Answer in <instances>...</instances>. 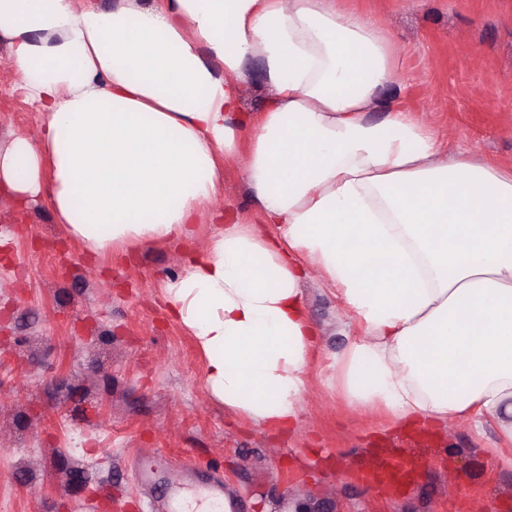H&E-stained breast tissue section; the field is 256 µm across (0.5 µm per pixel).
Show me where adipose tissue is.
Instances as JSON below:
<instances>
[{"label": "adipose tissue", "mask_w": 512, "mask_h": 512, "mask_svg": "<svg viewBox=\"0 0 512 512\" xmlns=\"http://www.w3.org/2000/svg\"><path fill=\"white\" fill-rule=\"evenodd\" d=\"M1 39L46 123L0 154V181L39 193L49 156L56 220L96 251L191 238L254 127L259 221L225 210L163 284L226 407L297 423L314 268L367 333L336 359L351 404L403 425L486 413L512 439V169L440 158L403 111L366 120L396 71L378 22L336 0H0ZM252 58L273 95L247 116Z\"/></svg>", "instance_id": "obj_1"}]
</instances>
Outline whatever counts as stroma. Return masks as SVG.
<instances>
[{
	"mask_svg": "<svg viewBox=\"0 0 512 512\" xmlns=\"http://www.w3.org/2000/svg\"><path fill=\"white\" fill-rule=\"evenodd\" d=\"M385 29L398 76L369 112L425 122L449 153L512 165V0H336ZM0 43V151L38 140L44 116L19 89ZM257 218L243 162L225 167L213 211ZM220 227L193 243L97 253L58 224L44 194L17 202L0 185V512H144L131 456L160 449L224 479L240 512H512V441L494 419L396 429L381 409L349 404L336 357L364 335L334 288H300L318 329L292 431L272 433L215 399L190 330L161 284ZM416 466L392 490L363 481L382 459Z\"/></svg>",
	"mask_w": 512,
	"mask_h": 512,
	"instance_id": "35a3bbf8",
	"label": "stroma"
}]
</instances>
